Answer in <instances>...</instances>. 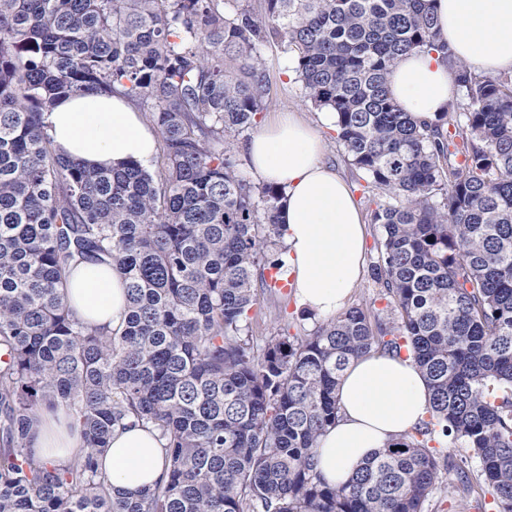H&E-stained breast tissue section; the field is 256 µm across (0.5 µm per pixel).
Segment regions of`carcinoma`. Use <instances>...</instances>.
I'll return each instance as SVG.
<instances>
[{
	"instance_id": "cac0c4a2",
	"label": "carcinoma",
	"mask_w": 512,
	"mask_h": 512,
	"mask_svg": "<svg viewBox=\"0 0 512 512\" xmlns=\"http://www.w3.org/2000/svg\"><path fill=\"white\" fill-rule=\"evenodd\" d=\"M430 2L266 0L257 16L240 0H0V512H425L441 460L479 512H512V74L456 61ZM270 43L379 195L371 277L386 306L258 338L284 193L240 173L224 138L268 107ZM414 50L455 73L432 122L388 95ZM98 93L145 113L158 174L53 147L44 112ZM82 264L123 273L119 327L68 306ZM372 351L422 370L428 414L330 485L317 439L342 372ZM59 405L86 452L56 464L29 444ZM135 425L166 460L133 495L97 459Z\"/></svg>"
}]
</instances>
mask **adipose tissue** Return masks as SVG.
Here are the masks:
<instances>
[{"label":"adipose tissue","instance_id":"obj_1","mask_svg":"<svg viewBox=\"0 0 512 512\" xmlns=\"http://www.w3.org/2000/svg\"><path fill=\"white\" fill-rule=\"evenodd\" d=\"M440 42L475 73H512V0H433ZM390 97L419 120L447 111L457 94L454 72L437 53L403 56L389 76ZM45 120L57 151L88 166L127 160L149 163L156 135L120 96L62 98ZM252 170L282 186L280 213L285 262L300 304L321 317L339 313L358 284L366 227L347 183L321 160L318 131L294 112H282L247 144ZM67 299L78 315L99 327L122 324L125 279L114 267L73 269ZM338 417L318 438L316 470L339 485L368 458L422 420L429 395L422 371L409 359L381 352L349 363L336 387ZM65 415L42 416L31 446L37 456L68 460L81 447ZM165 453L156 433L141 427L117 431L101 467L115 487L128 492L154 484Z\"/></svg>","mask_w":512,"mask_h":512}]
</instances>
